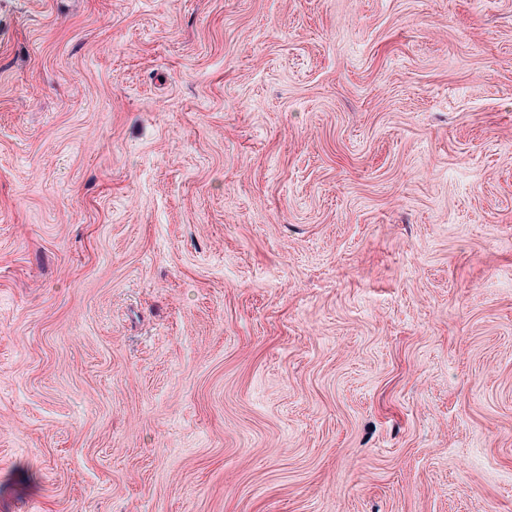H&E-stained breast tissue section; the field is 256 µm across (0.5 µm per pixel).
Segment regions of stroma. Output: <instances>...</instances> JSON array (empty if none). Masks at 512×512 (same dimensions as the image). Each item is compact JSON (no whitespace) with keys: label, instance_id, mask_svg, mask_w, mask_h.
Here are the masks:
<instances>
[{"label":"stroma","instance_id":"1","mask_svg":"<svg viewBox=\"0 0 512 512\" xmlns=\"http://www.w3.org/2000/svg\"><path fill=\"white\" fill-rule=\"evenodd\" d=\"M0 512H512V0H0Z\"/></svg>","mask_w":512,"mask_h":512}]
</instances>
